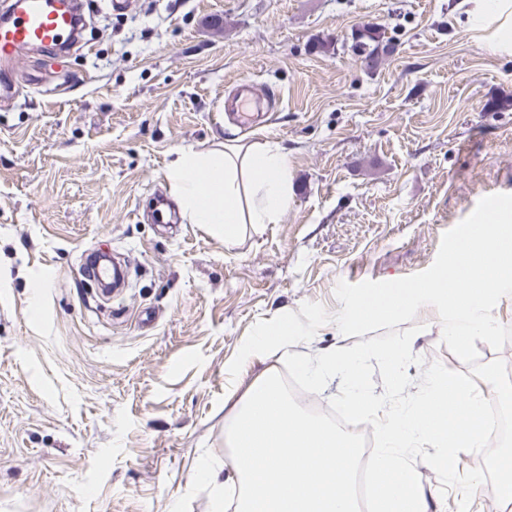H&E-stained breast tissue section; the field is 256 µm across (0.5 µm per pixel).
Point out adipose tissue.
<instances>
[{
	"label": "adipose tissue",
	"mask_w": 512,
	"mask_h": 512,
	"mask_svg": "<svg viewBox=\"0 0 512 512\" xmlns=\"http://www.w3.org/2000/svg\"><path fill=\"white\" fill-rule=\"evenodd\" d=\"M166 178L183 218L228 242L242 225L277 223L290 200L288 153L272 142L181 151Z\"/></svg>",
	"instance_id": "ef3b65f1"
}]
</instances>
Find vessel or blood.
<instances>
[{
	"mask_svg": "<svg viewBox=\"0 0 512 512\" xmlns=\"http://www.w3.org/2000/svg\"><path fill=\"white\" fill-rule=\"evenodd\" d=\"M84 9L83 0H70L61 12L49 9L44 0H12L10 21L0 27V97L13 95L16 65L26 50L38 48L54 53L64 46L81 43ZM253 98V83H240L235 93L224 99L225 114L234 116L241 125H249ZM80 273L90 284L99 286L102 299L118 298L122 283L102 258L84 254Z\"/></svg>",
	"mask_w": 512,
	"mask_h": 512,
	"instance_id": "1",
	"label": "vessel or blood"
}]
</instances>
